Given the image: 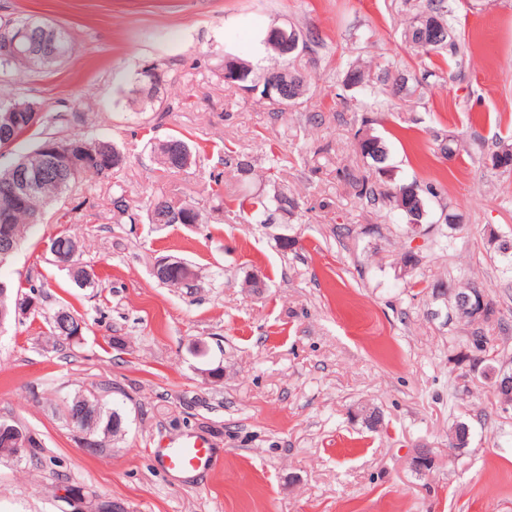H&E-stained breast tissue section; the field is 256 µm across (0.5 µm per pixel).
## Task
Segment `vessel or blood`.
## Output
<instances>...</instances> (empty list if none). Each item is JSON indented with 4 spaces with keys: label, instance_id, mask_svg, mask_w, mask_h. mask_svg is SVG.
I'll return each mask as SVG.
<instances>
[{
    "label": "vessel or blood",
    "instance_id": "b4317fda",
    "mask_svg": "<svg viewBox=\"0 0 512 512\" xmlns=\"http://www.w3.org/2000/svg\"><path fill=\"white\" fill-rule=\"evenodd\" d=\"M152 455L156 466L165 473L185 479L212 471L217 459L205 437L193 433L175 441L158 443Z\"/></svg>",
    "mask_w": 512,
    "mask_h": 512
}]
</instances>
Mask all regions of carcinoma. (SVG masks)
Segmentation results:
<instances>
[{"label": "carcinoma", "mask_w": 512, "mask_h": 512, "mask_svg": "<svg viewBox=\"0 0 512 512\" xmlns=\"http://www.w3.org/2000/svg\"><path fill=\"white\" fill-rule=\"evenodd\" d=\"M449 13L446 0H431L426 9L420 13V17L433 22L435 28L441 33V38L433 44L427 45L423 42L421 24L417 23L409 28L405 38L414 47L425 53L437 52L442 49L457 50L458 44L452 35V26L445 16ZM24 69H32L28 55H18L10 60L0 59V71L3 73L20 72ZM309 87L305 79L296 81L290 79L284 86L283 93L287 98L285 104L297 105L304 102ZM64 115L59 112L42 111L33 124L23 123L17 127L12 139L3 140L0 138V150L15 145L20 140L33 134L34 131L42 130L40 144L57 136L53 132L59 124L63 123ZM363 129H358V148L362 158L371 162L377 174L391 172L388 166L389 149L386 141L377 136L370 135L365 139L362 135ZM189 151L185 137L182 135H171L167 139L157 143L153 147L158 164L166 171L179 172L188 168L184 162V153ZM123 165V158L120 151L110 142L102 149V157L88 161L82 170L70 174L65 171L53 172L46 177L38 188L27 196L25 203L13 209L9 214V220L3 219L0 213V235L4 229L13 230L17 241H22L28 228L39 218L40 207L48 204L56 198H60L72 191L82 179L90 176L103 181L113 182L116 188L113 197V206L117 212L127 217L129 223L134 224L139 220V215L128 212L126 190L118 178ZM355 193L358 198L375 205L384 202L396 209L404 221L403 230L407 234L416 235L419 228L423 226L426 216V199L429 196H437L440 186L436 183H420L413 181L401 184L392 192H381L376 184L364 179L354 183ZM237 206L240 212L250 214V217L261 224H267L271 216L277 211H290L297 208L298 203L294 197L288 195V191L277 189L271 195L254 196L248 199L238 200ZM171 204L165 200H156L148 208L147 218L151 224L170 223ZM50 252L54 262L68 268L74 283L80 288H96L99 281L92 267L81 265L77 262L78 243L66 232L56 234L50 243ZM155 278L162 284L170 286L190 287L187 280L197 278L194 266L188 262L176 269H160L154 271ZM43 317L46 327L45 335L68 342H76L80 337L76 336L79 327L86 326L85 321L75 315L69 307L61 305L51 313L39 312ZM65 409L78 416V422L82 423L85 431L94 440H104L122 429V417L119 411L109 406L99 396L92 392L77 393L64 401Z\"/></svg>", "instance_id": "cac0c4a2"}]
</instances>
